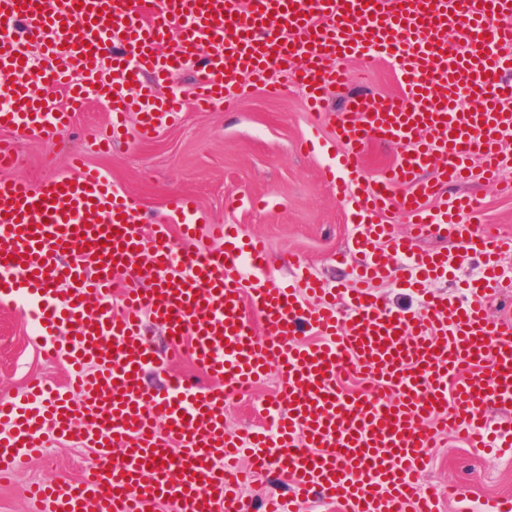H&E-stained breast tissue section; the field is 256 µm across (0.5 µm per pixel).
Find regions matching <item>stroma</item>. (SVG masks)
<instances>
[{"label": "stroma", "mask_w": 512, "mask_h": 512, "mask_svg": "<svg viewBox=\"0 0 512 512\" xmlns=\"http://www.w3.org/2000/svg\"><path fill=\"white\" fill-rule=\"evenodd\" d=\"M348 66L366 72L358 90L379 101L401 99L394 64L367 68L355 58ZM194 81V72L182 69L160 88L162 95L174 94L186 101L177 121L152 140L118 143L107 154L89 150L85 141L89 129H110V109L94 96L77 113L72 128L54 139L18 140L10 131L0 130V141L17 143L14 176L33 183L70 176L72 158L81 154L119 190L139 197L143 233L165 219L173 196L188 194L198 205L200 224H235L244 233L262 236L267 263L278 281L288 282L299 267L329 288L349 281L352 264L339 256L359 218L324 178L337 151L331 120L314 124L303 92L289 80L280 97H268L248 86L232 110L196 112L188 106ZM458 190L475 200L478 223L512 236V195L476 177ZM415 246L447 252L451 274L435 289L450 298H460L465 283L480 273L479 259L464 256L454 240L427 235ZM41 350L42 342L21 301L0 296V399L21 395L35 378L64 381V365L44 358ZM286 398L277 377L269 376L226 404L224 426L264 425L262 408L269 400ZM431 455L427 482L443 491L452 484L463 490L462 497L442 503L441 512H464L466 506H482L487 497L512 495V457L477 452L453 438L432 449ZM93 456L92 449L49 439L41 458L26 461L10 483L0 484V512H26L25 489L30 483L79 479Z\"/></svg>", "instance_id": "1"}]
</instances>
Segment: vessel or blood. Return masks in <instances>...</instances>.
I'll return each instance as SVG.
<instances>
[{
  "label": "vessel or blood",
  "mask_w": 512,
  "mask_h": 512,
  "mask_svg": "<svg viewBox=\"0 0 512 512\" xmlns=\"http://www.w3.org/2000/svg\"><path fill=\"white\" fill-rule=\"evenodd\" d=\"M0 18L22 27L21 45L0 52L1 128L54 135L93 93L111 104L113 131L88 139L107 151L128 113L138 115L139 141L177 117L181 100L158 89L185 62L197 67L202 112L233 106L248 82L278 96L285 76L314 118L334 122L344 147L330 180L362 216L352 284L327 288L303 273L284 286L262 238L198 225L190 196L173 198L147 240L139 198L83 159L75 175L38 184L1 176L0 293L32 302L47 357L70 377L64 388L30 381L0 401V482L39 456L50 434L95 449L96 459L80 480L30 485V512H302L314 500L341 512H438V488L422 482L430 448L444 433L489 447L486 410L512 408V306L499 318L487 311L504 288L498 262L512 238L461 222L473 208L466 196L437 216L426 211L443 186L466 181L472 158L485 180L512 170L502 150L512 135V56L501 53L512 47V0H0ZM456 32L459 50L448 44ZM26 44L39 47L40 71ZM353 57L395 61L404 102L347 94L344 111L327 113L324 93L345 91ZM42 86L62 90L68 107L47 105ZM374 141L404 150L369 179L361 155ZM392 209L412 236L375 222ZM202 232L211 248L198 246ZM429 234L482 258L465 300L429 290L448 273L446 253L413 245ZM377 281L420 289V312L382 307ZM150 320L166 350L149 338ZM180 350L210 384L170 374ZM343 371L363 374L365 387L342 392ZM149 372L165 375L163 389L146 386ZM272 373L288 406H268L271 429L225 431L227 400ZM270 470L288 492L252 506L241 489Z\"/></svg>",
  "instance_id": "b4317fda"
}]
</instances>
